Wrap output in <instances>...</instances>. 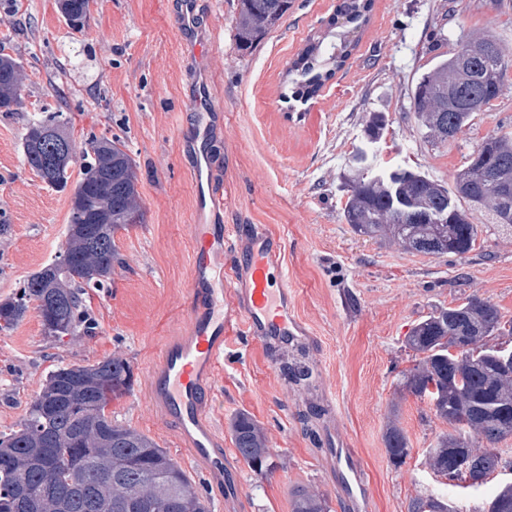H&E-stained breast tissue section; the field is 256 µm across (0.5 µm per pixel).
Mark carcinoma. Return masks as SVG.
Masks as SVG:
<instances>
[{"mask_svg":"<svg viewBox=\"0 0 512 512\" xmlns=\"http://www.w3.org/2000/svg\"><path fill=\"white\" fill-rule=\"evenodd\" d=\"M293 0H239L236 39L244 50L261 43L282 24ZM371 0H342L323 35L312 38L297 55L283 81V99L307 102L342 68L354 45L351 30L369 19ZM58 9L75 30L90 15V0H58ZM512 53L486 35L456 42L435 57L418 78L414 118L431 143L456 139L503 89ZM22 100L21 66L0 42V112H12ZM72 119L51 112L28 122L23 135L25 162L40 179L67 187L70 163L39 162L45 143L39 129H53L72 140ZM384 116L372 112L365 135L383 134ZM349 168L342 210L354 233L395 243L425 256H462L476 245L479 225L473 214L486 212L491 223L512 234V130L498 127L476 145L452 184L397 166L376 173L364 151ZM144 222L135 162L120 140L87 142L66 227V249L74 261L55 259L24 280L18 292L0 302V329L14 326L30 305L50 310L42 319L55 337L89 334L95 323L84 304L89 288H103L119 262L115 234ZM512 336L489 300L473 294L461 304L436 308L412 326L405 347L414 364L401 372L399 390L425 400L452 427L427 452L432 473L445 485L470 483L478 488L500 469H512L498 444L512 438V368L503 365L509 344L491 345L492 336ZM130 365L107 357L92 365L68 364L50 371L30 403L19 429L0 434V512H209L185 471L152 438L118 423L106 413L110 401L129 389ZM235 449L253 472L268 469L270 448L264 428L241 412L230 421ZM385 447L390 461L404 463L408 437L397 423L388 425ZM458 455L469 469L448 472ZM292 512H328L320 493L298 486L291 492ZM408 512H459L442 494L413 499ZM476 512H512V481Z\"/></svg>","mask_w":512,"mask_h":512,"instance_id":"cac0c4a2","label":"carcinoma"}]
</instances>
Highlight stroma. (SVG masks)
I'll use <instances>...</instances> for the list:
<instances>
[{
  "instance_id": "1",
  "label": "stroma",
  "mask_w": 512,
  "mask_h": 512,
  "mask_svg": "<svg viewBox=\"0 0 512 512\" xmlns=\"http://www.w3.org/2000/svg\"><path fill=\"white\" fill-rule=\"evenodd\" d=\"M341 0H294L282 26L254 49L236 42L238 0H197L205 63L218 120L207 146L213 189L224 204L212 220L242 236L257 228L286 239L288 287L309 331L304 344H270L235 326L224 349L210 415L241 481L218 502L199 466L180 449L174 429L147 394L148 372L162 340L186 335L194 222L192 159L182 144L197 125L189 96L196 77L175 22L179 0H94L84 32L72 30L57 0H0V39L22 65V103L0 112V301L51 262L65 245L70 190L48 187L25 164L29 119L65 112L75 127L70 173H78L88 138L115 137L138 172L143 223L116 236L121 266L108 287L90 291L93 335L55 339L36 309L0 330V433L17 429L49 370L116 355L131 366V385L108 407L114 420L152 438L178 462L210 512H291V490L320 491L330 512H349L328 471L323 446L336 429L357 449L372 492L371 512H407L416 496L447 492L471 512L493 484L443 488L427 450L449 426L427 402L398 394L412 364L403 340L438 307L472 294L512 319V236L475 213L473 251L431 257L355 234L342 219L343 176L360 146L378 167L406 166L451 184L475 144L512 127V77L487 112L455 142H426L413 116L412 89L431 57L463 37L492 35L512 46V0H373L370 20L345 65L306 103L287 105L283 76L307 41L324 30ZM388 126L367 144L369 113ZM312 376L296 381L298 367ZM246 412L267 431L272 468L252 472L240 460L230 420ZM405 430L411 452L390 462L389 419Z\"/></svg>"
}]
</instances>
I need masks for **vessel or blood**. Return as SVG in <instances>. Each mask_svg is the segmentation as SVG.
I'll use <instances>...</instances> for the list:
<instances>
[{
	"label": "vessel or blood",
	"instance_id": "obj_1",
	"mask_svg": "<svg viewBox=\"0 0 512 512\" xmlns=\"http://www.w3.org/2000/svg\"><path fill=\"white\" fill-rule=\"evenodd\" d=\"M209 89H202L191 106L199 115L192 170L195 222L191 227V313L188 333L162 343L159 361L147 384L150 399L175 429L184 452L200 467L211 485L230 495L238 480L224 458V443L208 419L217 371L224 357L225 338L234 320L257 339L297 342L307 337L295 313L288 288L269 285L271 270L284 269V245L279 235L261 230L240 239L234 229L207 221L220 206L210 188V161L205 145L212 134ZM240 250L245 264L224 273V251ZM324 457L351 512H368L370 489L364 465L336 434H328Z\"/></svg>",
	"mask_w": 512,
	"mask_h": 512
}]
</instances>
